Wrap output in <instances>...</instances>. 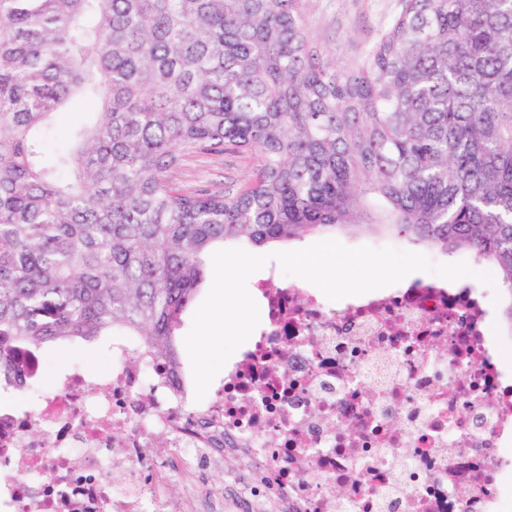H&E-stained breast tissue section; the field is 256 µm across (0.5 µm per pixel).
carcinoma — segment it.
I'll use <instances>...</instances> for the list:
<instances>
[{
  "label": "carcinoma",
  "mask_w": 512,
  "mask_h": 512,
  "mask_svg": "<svg viewBox=\"0 0 512 512\" xmlns=\"http://www.w3.org/2000/svg\"><path fill=\"white\" fill-rule=\"evenodd\" d=\"M73 98L94 120L50 168ZM227 151L250 183L174 185ZM362 231L469 251L512 327V0H401L356 70L302 0H0L1 381L101 336L178 367L214 248Z\"/></svg>",
  "instance_id": "carcinoma-1"
}]
</instances>
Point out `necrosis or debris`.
Wrapping results in <instances>:
<instances>
[{"label": "necrosis or debris", "instance_id": "4bbe7bcc", "mask_svg": "<svg viewBox=\"0 0 512 512\" xmlns=\"http://www.w3.org/2000/svg\"><path fill=\"white\" fill-rule=\"evenodd\" d=\"M257 288L260 337L208 400L117 341L108 371L1 408L0 512H224L223 483L199 473L228 457L254 512H512V375L468 285L333 306Z\"/></svg>", "mask_w": 512, "mask_h": 512}]
</instances>
